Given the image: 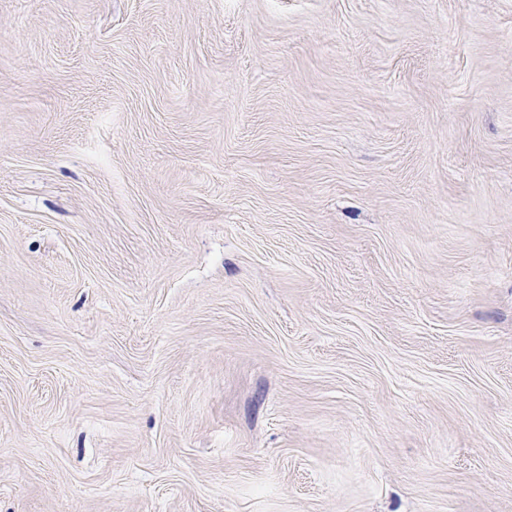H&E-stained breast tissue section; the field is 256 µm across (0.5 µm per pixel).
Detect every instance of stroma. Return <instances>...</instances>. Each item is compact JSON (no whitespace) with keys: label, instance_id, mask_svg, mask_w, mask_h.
Instances as JSON below:
<instances>
[{"label":"stroma","instance_id":"35a3bbf8","mask_svg":"<svg viewBox=\"0 0 512 512\" xmlns=\"http://www.w3.org/2000/svg\"><path fill=\"white\" fill-rule=\"evenodd\" d=\"M0 512H512V0H0Z\"/></svg>","mask_w":512,"mask_h":512}]
</instances>
